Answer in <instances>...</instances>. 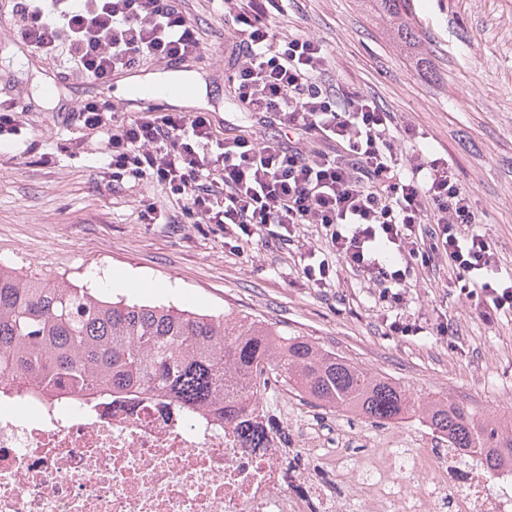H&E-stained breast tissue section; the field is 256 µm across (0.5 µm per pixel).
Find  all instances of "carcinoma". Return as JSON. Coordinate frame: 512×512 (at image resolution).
<instances>
[{
	"mask_svg": "<svg viewBox=\"0 0 512 512\" xmlns=\"http://www.w3.org/2000/svg\"><path fill=\"white\" fill-rule=\"evenodd\" d=\"M408 47L417 35L408 0H369ZM329 409L375 421L417 413L488 475L512 471V419L477 421L440 398L419 403L387 376L368 372L304 336H288L231 312L112 300L66 281L43 284L0 264V389L38 395L145 394L209 415L262 448L273 422L258 421L269 372Z\"/></svg>",
	"mask_w": 512,
	"mask_h": 512,
	"instance_id": "1",
	"label": "carcinoma"
}]
</instances>
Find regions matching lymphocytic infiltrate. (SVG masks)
<instances>
[{"mask_svg": "<svg viewBox=\"0 0 512 512\" xmlns=\"http://www.w3.org/2000/svg\"><path fill=\"white\" fill-rule=\"evenodd\" d=\"M288 0H216L217 18L237 24L231 39L234 92L270 118V138L218 137L210 113L139 106L118 118L99 96L71 111L74 137L58 151L102 142L113 180H149L165 189L179 214L143 203L144 224H220L224 236L251 241L270 231L293 245L310 224L351 273L402 305L415 268L447 261L468 281L474 313L486 324L512 312V282L497 280L485 234L466 233L472 199L447 160L395 152L415 131L394 113L351 91L326 88L322 44L277 37L269 23ZM17 42L42 60H61L67 76L106 84L113 73L146 64L193 63L204 45L185 0H0ZM323 142L309 150V139Z\"/></svg>", "mask_w": 512, "mask_h": 512, "instance_id": "lymphocytic-infiltrate-1", "label": "lymphocytic infiltrate"}]
</instances>
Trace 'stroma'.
Here are the masks:
<instances>
[{
    "instance_id": "stroma-1",
    "label": "stroma",
    "mask_w": 512,
    "mask_h": 512,
    "mask_svg": "<svg viewBox=\"0 0 512 512\" xmlns=\"http://www.w3.org/2000/svg\"><path fill=\"white\" fill-rule=\"evenodd\" d=\"M418 44L408 49L365 0H291L275 16L277 35L310 36L327 51L319 76L326 87L350 89L412 125L415 139L402 153L444 157L470 192L474 228L486 234L502 275H512V0H412ZM0 21V79L11 97L30 103L24 139L0 145V263L22 277L86 288H107L112 298L193 305L230 311L304 336L349 361L390 377L419 397L443 398L476 418L512 417V317L487 325L451 279L447 264L414 269L407 302L390 308L377 289L347 271L318 288L302 280L295 247L224 245L220 224H143L141 201L170 210L156 184L113 183L97 139L75 155L39 166L23 156L27 141L52 144L66 135L67 105L89 98L90 88L59 77L61 66L29 56ZM432 61L433 76L416 67L414 51ZM196 85L191 104L212 115L219 137L263 132L259 115L237 99L221 39H206L201 62L187 65ZM416 322V336L385 334L382 320ZM451 318L455 336L436 325ZM297 416L281 435L289 474L318 469L331 493L349 490L344 468L301 453L316 434L343 456L371 451L374 437L401 430L422 448L442 442L424 423L405 418L375 423L339 410L296 401Z\"/></svg>"
}]
</instances>
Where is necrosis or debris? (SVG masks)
I'll return each instance as SVG.
<instances>
[{
  "label": "necrosis or debris",
  "instance_id": "1",
  "mask_svg": "<svg viewBox=\"0 0 512 512\" xmlns=\"http://www.w3.org/2000/svg\"><path fill=\"white\" fill-rule=\"evenodd\" d=\"M287 466L278 435L246 448L229 425L155 398L0 397V512H512V473L490 479L401 432L350 464L341 506L321 494L311 510Z\"/></svg>",
  "mask_w": 512,
  "mask_h": 512
}]
</instances>
